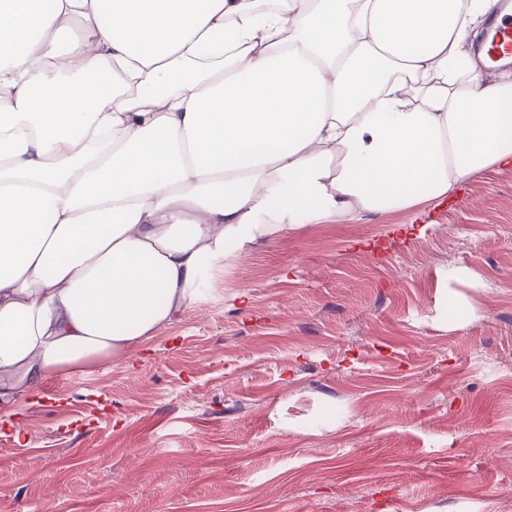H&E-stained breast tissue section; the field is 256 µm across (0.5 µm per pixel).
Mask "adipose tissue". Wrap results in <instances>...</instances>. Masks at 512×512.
Here are the masks:
<instances>
[{
	"label": "adipose tissue",
	"instance_id": "obj_1",
	"mask_svg": "<svg viewBox=\"0 0 512 512\" xmlns=\"http://www.w3.org/2000/svg\"><path fill=\"white\" fill-rule=\"evenodd\" d=\"M0 0V416L129 352L298 216L512 162L495 0ZM234 25L213 58L201 44ZM489 31L478 44L489 64H498L512 59V10L508 12L509 0H500Z\"/></svg>",
	"mask_w": 512,
	"mask_h": 512
}]
</instances>
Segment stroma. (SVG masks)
<instances>
[{
	"label": "stroma",
	"mask_w": 512,
	"mask_h": 512,
	"mask_svg": "<svg viewBox=\"0 0 512 512\" xmlns=\"http://www.w3.org/2000/svg\"><path fill=\"white\" fill-rule=\"evenodd\" d=\"M302 223L0 421V512H512V164Z\"/></svg>",
	"instance_id": "obj_1"
}]
</instances>
